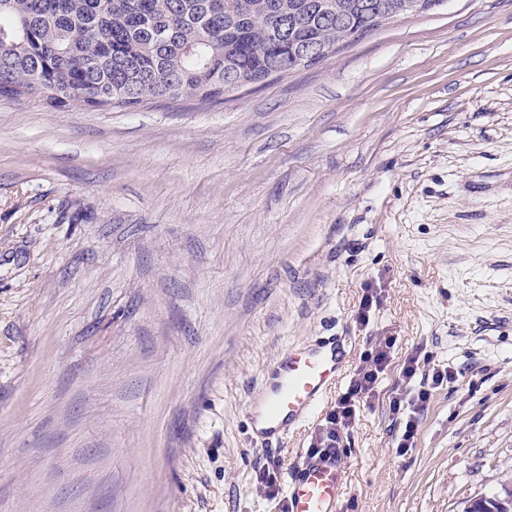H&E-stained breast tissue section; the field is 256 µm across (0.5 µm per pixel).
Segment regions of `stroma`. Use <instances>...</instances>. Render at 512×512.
Listing matches in <instances>:
<instances>
[{"label":"stroma","mask_w":512,"mask_h":512,"mask_svg":"<svg viewBox=\"0 0 512 512\" xmlns=\"http://www.w3.org/2000/svg\"><path fill=\"white\" fill-rule=\"evenodd\" d=\"M327 336L354 367L397 339L340 512L512 486V0H444L219 102L0 98V512H275L257 468L287 478L336 399L272 450L246 407ZM418 348L455 378L402 455Z\"/></svg>","instance_id":"35a3bbf8"}]
</instances>
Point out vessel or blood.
<instances>
[{
  "label": "vessel or blood",
  "instance_id": "1",
  "mask_svg": "<svg viewBox=\"0 0 512 512\" xmlns=\"http://www.w3.org/2000/svg\"><path fill=\"white\" fill-rule=\"evenodd\" d=\"M348 363V350L338 337L285 349L248 402L253 441L269 446L311 417ZM342 489L339 461L305 457L288 476L289 512H339Z\"/></svg>",
  "mask_w": 512,
  "mask_h": 512
}]
</instances>
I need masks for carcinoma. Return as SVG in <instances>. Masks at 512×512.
<instances>
[{"instance_id": "obj_1", "label": "carcinoma", "mask_w": 512, "mask_h": 512, "mask_svg": "<svg viewBox=\"0 0 512 512\" xmlns=\"http://www.w3.org/2000/svg\"><path fill=\"white\" fill-rule=\"evenodd\" d=\"M404 0H0V94L133 107L213 102L307 47L331 51L396 17ZM512 510V489L466 512Z\"/></svg>"}]
</instances>
